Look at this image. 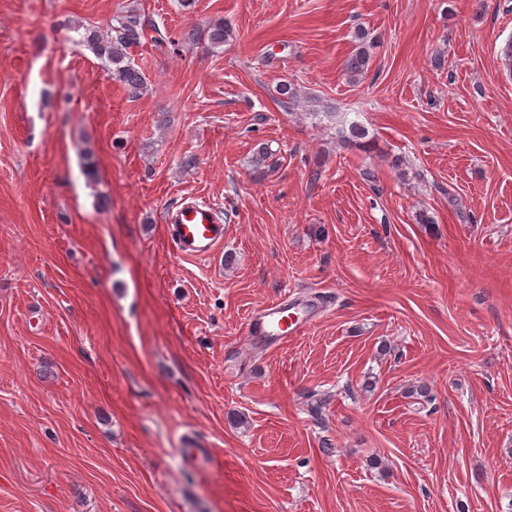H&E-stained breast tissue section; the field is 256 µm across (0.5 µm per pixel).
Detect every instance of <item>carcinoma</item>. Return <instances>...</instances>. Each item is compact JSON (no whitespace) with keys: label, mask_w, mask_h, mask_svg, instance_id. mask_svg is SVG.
<instances>
[{"label":"carcinoma","mask_w":512,"mask_h":512,"mask_svg":"<svg viewBox=\"0 0 512 512\" xmlns=\"http://www.w3.org/2000/svg\"><path fill=\"white\" fill-rule=\"evenodd\" d=\"M73 31L79 34L81 45L88 48L97 59L104 61L113 79L122 83L133 94L146 88V77L131 63L128 52L132 45L138 43L143 31L138 15L125 16L114 30L104 31L96 27L83 28L76 25ZM228 36L229 28L221 19L204 25L195 33L193 40L217 48L224 45ZM357 40V47L344 63V72L351 79L368 68L374 48V41L368 39V34L363 30L358 31ZM338 137L343 144L363 149L369 146L366 141L368 130L355 122L341 127Z\"/></svg>","instance_id":"1"}]
</instances>
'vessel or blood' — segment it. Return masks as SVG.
Here are the masks:
<instances>
[{"label": "vessel or blood", "instance_id": "b4317fda", "mask_svg": "<svg viewBox=\"0 0 512 512\" xmlns=\"http://www.w3.org/2000/svg\"><path fill=\"white\" fill-rule=\"evenodd\" d=\"M168 234L182 257H205L224 242V218L208 203L189 202L172 214ZM312 311L309 304L277 300L248 318L247 332L261 342L281 344L305 333L313 322Z\"/></svg>", "mask_w": 512, "mask_h": 512}]
</instances>
